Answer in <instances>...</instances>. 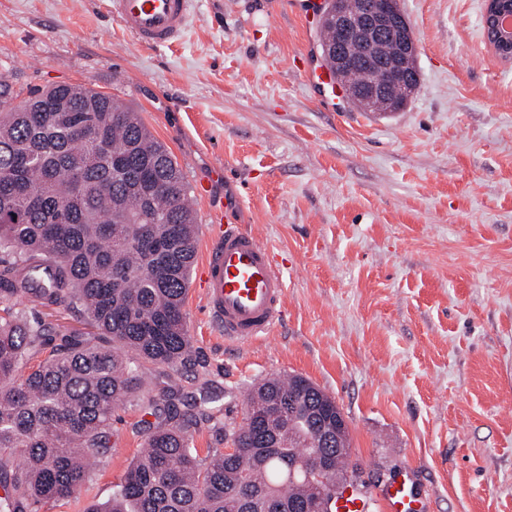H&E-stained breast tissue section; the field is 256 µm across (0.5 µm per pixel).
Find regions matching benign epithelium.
Returning <instances> with one entry per match:
<instances>
[{
  "mask_svg": "<svg viewBox=\"0 0 512 512\" xmlns=\"http://www.w3.org/2000/svg\"><path fill=\"white\" fill-rule=\"evenodd\" d=\"M512 17V0H486L483 26L489 46L501 59L512 60V27H503L500 20ZM328 23L336 27L342 40L329 49V60L341 73L352 62H357L369 73L382 65L387 79L378 84L371 77L364 78L360 97L365 104L376 98L385 100L391 110L407 102L415 91V60L417 40L409 19L399 0H382L372 10L366 0H334L328 14ZM348 424L341 408H336V427L324 433L320 446L346 443Z\"/></svg>",
  "mask_w": 512,
  "mask_h": 512,
  "instance_id": "obj_1",
  "label": "benign epithelium"
}]
</instances>
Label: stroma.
<instances>
[{"label":"stroma","mask_w":512,"mask_h":512,"mask_svg":"<svg viewBox=\"0 0 512 512\" xmlns=\"http://www.w3.org/2000/svg\"><path fill=\"white\" fill-rule=\"evenodd\" d=\"M420 80L378 118L329 110L303 69L314 32L269 0H193L180 40L142 46L108 0H0V78L19 99L81 84L139 111L189 186L214 165L212 196L190 194L197 254L215 198L273 253L287 285L282 322L263 341L225 345L193 268L185 302L193 367L146 365L142 393L173 381L190 412L217 402L191 445L224 448L244 391L307 378L342 409L349 462L373 489L414 470L434 512H512V62L483 28L485 0H400ZM62 336L88 333L77 310L22 300ZM142 414L119 406L113 449L67 502L107 503L144 443Z\"/></svg>","instance_id":"obj_1"}]
</instances>
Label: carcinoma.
<instances>
[{
	"mask_svg": "<svg viewBox=\"0 0 512 512\" xmlns=\"http://www.w3.org/2000/svg\"><path fill=\"white\" fill-rule=\"evenodd\" d=\"M0 81V512L67 501L87 462L112 451L118 406L134 397L145 363L193 361L184 304L196 257V217L170 150L140 113L81 84L23 101ZM79 308L96 337L64 336L39 364L31 348L47 326L10 303ZM169 384L136 399L153 417L144 448L112 505L83 512H331L336 479L353 480L348 451L327 448L328 471L290 475L308 462L336 401L302 376L270 378L249 394L234 451L201 459L191 416Z\"/></svg>",
	"mask_w": 512,
	"mask_h": 512,
	"instance_id": "cac0c4a2",
	"label": "carcinoma"
}]
</instances>
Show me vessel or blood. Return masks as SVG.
Segmentation results:
<instances>
[{
	"mask_svg": "<svg viewBox=\"0 0 512 512\" xmlns=\"http://www.w3.org/2000/svg\"><path fill=\"white\" fill-rule=\"evenodd\" d=\"M192 0H110L111 13L137 43L165 47L186 28ZM202 291L210 320L224 329V341L240 346L268 336L284 317L286 283L269 249L243 225L224 219L213 207L208 245L202 261ZM383 512H430L431 504L404 472L377 494L355 483L336 491V512H370L373 501Z\"/></svg>",
	"mask_w": 512,
	"mask_h": 512,
	"instance_id": "vessel-or-blood-1",
	"label": "vessel or blood"
}]
</instances>
